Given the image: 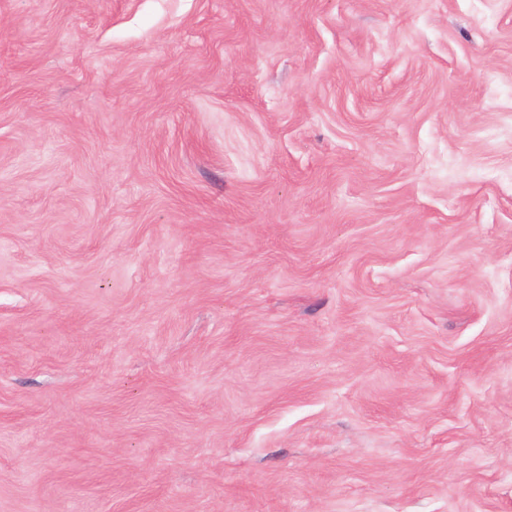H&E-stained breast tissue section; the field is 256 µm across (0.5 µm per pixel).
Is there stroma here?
Masks as SVG:
<instances>
[{
  "instance_id": "35a3bbf8",
  "label": "stroma",
  "mask_w": 512,
  "mask_h": 512,
  "mask_svg": "<svg viewBox=\"0 0 512 512\" xmlns=\"http://www.w3.org/2000/svg\"><path fill=\"white\" fill-rule=\"evenodd\" d=\"M0 512H512V0H0Z\"/></svg>"
}]
</instances>
